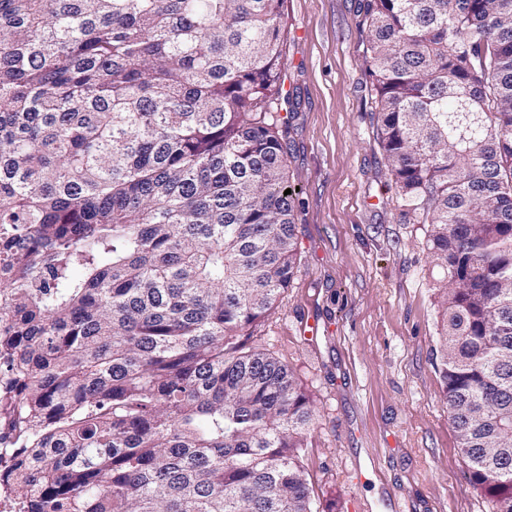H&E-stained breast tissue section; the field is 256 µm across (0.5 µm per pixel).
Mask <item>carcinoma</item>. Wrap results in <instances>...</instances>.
<instances>
[{"label":"carcinoma","instance_id":"obj_1","mask_svg":"<svg viewBox=\"0 0 512 512\" xmlns=\"http://www.w3.org/2000/svg\"><path fill=\"white\" fill-rule=\"evenodd\" d=\"M284 0H0V487L20 512H318L314 409L247 346L300 263ZM427 225L448 414L512 512V0H361Z\"/></svg>","mask_w":512,"mask_h":512}]
</instances>
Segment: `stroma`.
Segmentation results:
<instances>
[{"label":"stroma","instance_id":"obj_1","mask_svg":"<svg viewBox=\"0 0 512 512\" xmlns=\"http://www.w3.org/2000/svg\"><path fill=\"white\" fill-rule=\"evenodd\" d=\"M359 0H286L288 181L301 262L250 345L314 404L304 464L334 512H489L441 374L442 274L405 221L376 139Z\"/></svg>","mask_w":512,"mask_h":512}]
</instances>
